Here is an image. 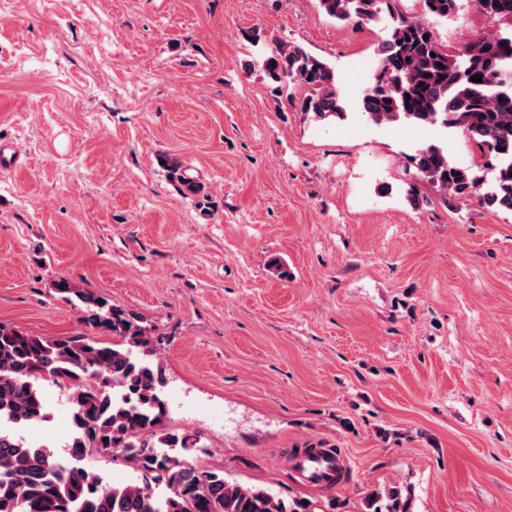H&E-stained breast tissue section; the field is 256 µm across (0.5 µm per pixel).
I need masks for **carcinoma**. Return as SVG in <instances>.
<instances>
[{
  "mask_svg": "<svg viewBox=\"0 0 512 512\" xmlns=\"http://www.w3.org/2000/svg\"><path fill=\"white\" fill-rule=\"evenodd\" d=\"M318 2L341 22L367 23L382 13L391 19L359 99L371 122L455 128L480 153L481 162L465 168L436 144L419 148L405 188L411 204H418L425 183L445 200L475 199L512 211V33L482 34L451 55L439 46L432 27L453 17L459 0H422L420 17L400 13L397 0ZM476 2L492 22L512 24V0ZM264 71L278 87L293 81L305 88L292 101L294 109L321 120L345 118L335 71L322 58L280 42L265 59ZM159 163L183 195L206 204L207 186L182 163L167 156ZM50 288L64 301H78L81 323L112 340L83 332L46 338L0 324V425H8L0 428V512H309L302 501L242 487L189 461L198 440L164 429V372L141 317L67 277ZM42 380L65 383L69 390L73 434L64 456L19 435L48 417ZM91 455L122 460L139 472L142 483L104 482ZM369 508L402 512L400 492L372 494Z\"/></svg>",
  "mask_w": 512,
  "mask_h": 512,
  "instance_id": "cac0c4a2",
  "label": "carcinoma"
}]
</instances>
